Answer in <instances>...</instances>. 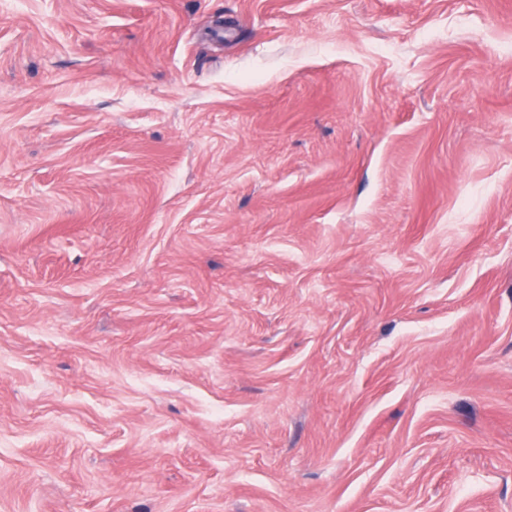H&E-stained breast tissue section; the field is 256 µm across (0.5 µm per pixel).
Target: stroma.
Segmentation results:
<instances>
[{"label": "stroma", "mask_w": 512, "mask_h": 512, "mask_svg": "<svg viewBox=\"0 0 512 512\" xmlns=\"http://www.w3.org/2000/svg\"><path fill=\"white\" fill-rule=\"evenodd\" d=\"M0 512H512V0H0Z\"/></svg>", "instance_id": "stroma-1"}]
</instances>
